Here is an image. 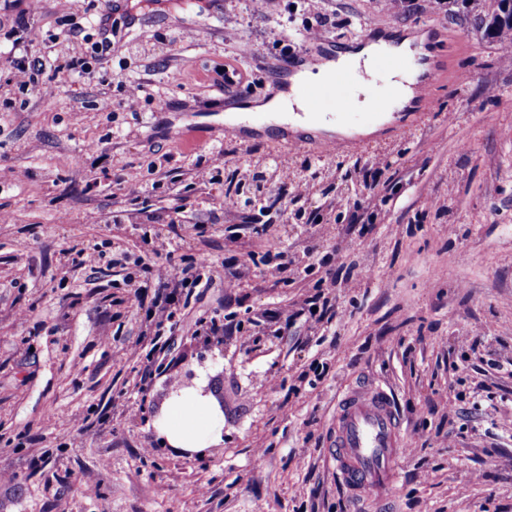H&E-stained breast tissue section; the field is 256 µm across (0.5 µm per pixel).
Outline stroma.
Returning a JSON list of instances; mask_svg holds the SVG:
<instances>
[{
  "label": "stroma",
  "instance_id": "35a3bbf8",
  "mask_svg": "<svg viewBox=\"0 0 512 512\" xmlns=\"http://www.w3.org/2000/svg\"><path fill=\"white\" fill-rule=\"evenodd\" d=\"M320 7L331 17L323 54L362 44L372 29L423 33L471 78L433 86L418 124L396 113L362 154L296 150L314 189L275 221L315 273L283 284L250 266L232 295L216 285L191 296L189 315L232 317L241 333L208 346L174 336L169 369L141 392L143 365L123 352L145 313L107 260L150 252L188 215L201 229L178 241L173 266L201 249L228 267L262 256L260 238L236 235L224 184L196 190L190 175L220 151L232 163L285 153L271 135L226 137L224 117L239 92L263 103L287 86L277 41L303 30L307 0H270L262 11L250 0H41L26 16L36 35L28 58L86 54L93 17L122 48L94 79L51 69L37 90L13 78L21 6L0 0V512H349L329 449L337 397L365 382L394 397L409 449L394 512H512V67L500 46L451 21L461 0ZM132 81L143 87L133 112L124 106ZM361 156L380 159L397 183L371 224L354 221ZM117 163L138 170L135 186L114 182ZM329 197L341 207L325 211ZM431 197L437 208L426 207ZM315 213L323 224H307ZM338 244L339 322L277 331L272 311L312 293ZM66 249L106 260L65 270ZM205 346L219 359L210 376L224 396V435L206 456L185 458L160 447L150 414ZM84 422L92 429L78 434Z\"/></svg>",
  "mask_w": 512,
  "mask_h": 512
}]
</instances>
